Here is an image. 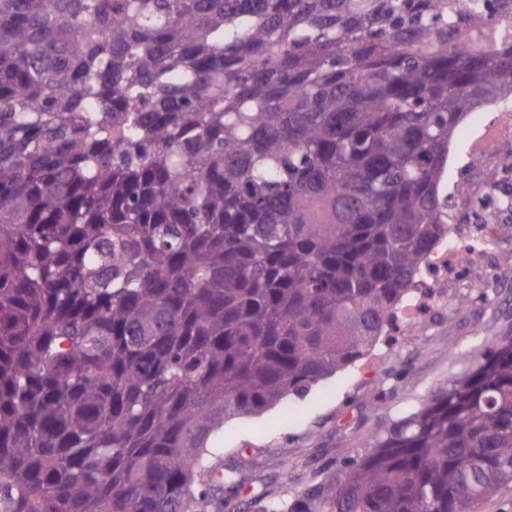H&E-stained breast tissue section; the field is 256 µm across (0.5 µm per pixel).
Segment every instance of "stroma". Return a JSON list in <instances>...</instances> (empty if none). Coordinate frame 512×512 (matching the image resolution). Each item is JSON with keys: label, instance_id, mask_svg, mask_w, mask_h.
Returning a JSON list of instances; mask_svg holds the SVG:
<instances>
[{"label": "stroma", "instance_id": "obj_1", "mask_svg": "<svg viewBox=\"0 0 512 512\" xmlns=\"http://www.w3.org/2000/svg\"><path fill=\"white\" fill-rule=\"evenodd\" d=\"M495 244L493 272L475 268L466 284H449L445 317L415 337L378 342L336 376L259 415L225 423L209 457L241 469V486L225 497L248 512L261 495L301 493L330 476L343 477L350 459L373 453V438L416 411L452 376L475 369L502 336L512 334V220Z\"/></svg>", "mask_w": 512, "mask_h": 512}]
</instances>
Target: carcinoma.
Here are the masks:
<instances>
[{"mask_svg":"<svg viewBox=\"0 0 512 512\" xmlns=\"http://www.w3.org/2000/svg\"><path fill=\"white\" fill-rule=\"evenodd\" d=\"M481 0H0V512H233L208 442L355 364L512 95ZM255 512H480L512 337Z\"/></svg>","mask_w":512,"mask_h":512,"instance_id":"1","label":"carcinoma"}]
</instances>
